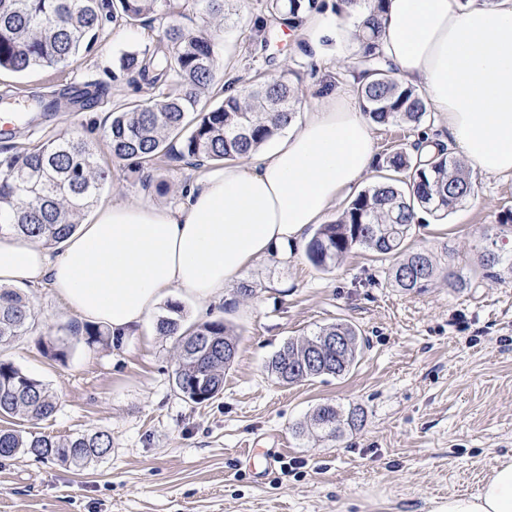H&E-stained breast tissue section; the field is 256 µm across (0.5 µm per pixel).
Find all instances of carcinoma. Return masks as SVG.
Returning a JSON list of instances; mask_svg holds the SVG:
<instances>
[{
  "label": "carcinoma",
  "instance_id": "carcinoma-1",
  "mask_svg": "<svg viewBox=\"0 0 512 512\" xmlns=\"http://www.w3.org/2000/svg\"><path fill=\"white\" fill-rule=\"evenodd\" d=\"M244 0H0V72L24 75L38 67L66 66L94 50L105 22L142 24L159 7L170 16L189 9L200 21L192 30L173 22L157 41L144 49L124 54L119 69L133 81L154 91L146 101L118 106L106 128L112 157L141 173L164 158L200 169L213 162L240 159L261 147L284 129L302 94L298 71L280 60L271 49L276 26L298 28L318 0H265L255 16L248 39L251 54L258 55L277 74L237 93L224 89L213 100L217 70L216 43L211 27L229 26ZM385 0H339L346 15L357 8L383 9ZM379 30L368 23L358 28L359 75L368 82L357 87L358 104L379 127L406 124L415 131L431 117L424 91L395 77L379 52ZM70 93L36 97V111L57 112ZM419 143L406 149L395 145L378 165L391 172L361 191L335 220L321 224L306 243L305 254L318 268H326L352 249L371 250L394 263L388 269L392 285L404 291H421L438 277L448 287L464 289L472 279L443 268L428 253L403 252V245L417 222V211L445 217L474 194L470 174L445 147L419 155ZM111 174L96 158V147L80 137L62 136L0 163V232L9 230L27 240L55 245L71 235L86 212L99 200ZM501 262L495 251L484 247L479 277L498 278L493 271ZM157 320L164 336L177 337L178 363L174 383L188 400L202 404L224 389V368L236 340L221 320L185 329L176 315ZM32 320L29 303L19 293L0 288V346L24 332ZM93 345L112 338V329L95 325L70 327ZM362 349L356 327L344 321L326 325L312 337L286 343L269 361L268 368L286 384L321 375L342 376L356 364ZM57 410L50 390L12 362L0 360V415L41 421ZM315 424L327 436L339 434L341 422L356 427L358 410L342 415L326 405L317 411ZM112 447L104 432L66 438L44 434L25 436L16 430L0 431V456L18 453L68 466H85L105 457Z\"/></svg>",
  "mask_w": 512,
  "mask_h": 512
}]
</instances>
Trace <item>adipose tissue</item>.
<instances>
[{"mask_svg": "<svg viewBox=\"0 0 512 512\" xmlns=\"http://www.w3.org/2000/svg\"><path fill=\"white\" fill-rule=\"evenodd\" d=\"M378 27L396 76L427 94L429 141L480 172L512 174V0H386ZM356 30L328 8L298 35L333 72L357 52ZM374 162L373 125L354 97L322 94L266 145L197 175L178 203L101 202L54 250L0 233V287L48 282L73 313L116 332L176 292L205 309L257 260L288 257ZM438 512H512V461Z\"/></svg>", "mask_w": 512, "mask_h": 512, "instance_id": "adipose-tissue-1", "label": "adipose tissue"}]
</instances>
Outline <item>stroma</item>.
Segmentation results:
<instances>
[{
    "mask_svg": "<svg viewBox=\"0 0 512 512\" xmlns=\"http://www.w3.org/2000/svg\"><path fill=\"white\" fill-rule=\"evenodd\" d=\"M262 0H249L219 47L239 65L218 71L221 83L263 80V61L246 53V35ZM171 18L157 13L137 26L106 24L96 48L78 62L25 75L0 73V92L16 108L33 94L70 83H100L106 92L89 110L59 112L35 127L0 136V157L59 136L94 142L112 182L102 200L172 203L195 177L185 165L160 162L149 180L113 161L104 130L118 101L147 93L119 71V59L159 38ZM475 193L448 217L422 214L407 244L437 263L453 258L472 275L484 234L512 209V175L470 172ZM461 291L445 280L406 293L383 263L357 247L328 268L314 267L303 248L287 259L254 263L244 280L250 297L227 289L207 316L183 301V324L223 320L238 344L224 389L203 404L176 389V341L148 319L120 341L94 345L71 337L77 323L48 286L23 293L35 313L28 331L0 347V358L40 380L56 413L26 422L0 417V429L64 437L103 431L108 455L85 467L19 454L0 457V512H438L449 496L476 493L503 457H512V270ZM347 321L362 338L348 374L294 384L268 369L288 341ZM62 340L66 357L44 352ZM325 404L360 409L361 426L338 439L312 429Z\"/></svg>",
    "mask_w": 512,
    "mask_h": 512,
    "instance_id": "35a3bbf8",
    "label": "stroma"
}]
</instances>
